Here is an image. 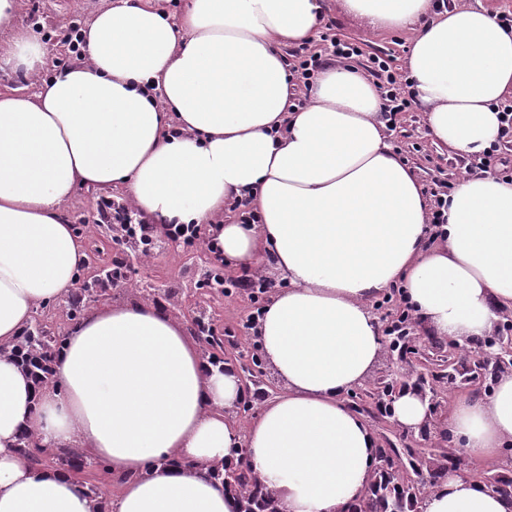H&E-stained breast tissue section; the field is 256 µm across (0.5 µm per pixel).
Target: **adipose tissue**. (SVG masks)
Instances as JSON below:
<instances>
[{
	"instance_id": "obj_1",
	"label": "adipose tissue",
	"mask_w": 512,
	"mask_h": 512,
	"mask_svg": "<svg viewBox=\"0 0 512 512\" xmlns=\"http://www.w3.org/2000/svg\"><path fill=\"white\" fill-rule=\"evenodd\" d=\"M370 29L406 31L410 91L436 145L478 157L512 97V30L481 6L436 0H107L81 28L87 63L49 66L17 0H0V68L31 78L0 91V343L74 286L84 239L62 209L82 187H121L157 226H207L226 266L273 269L286 289L257 325L285 390L245 431L224 411L244 389L201 357L182 320L147 300L89 309L35 386L0 357V512H92L64 471L32 467L21 431L78 449L131 479L110 512H240L206 463L247 455L280 512H344L376 477L379 442L344 395L365 382L383 336L371 306L401 286L430 335H493L512 311V181L465 177L446 224L388 140L374 82L322 70L293 106L282 48L312 39L330 7ZM246 196L256 224L225 220ZM469 457L512 443V372L446 420ZM176 465L150 471L157 459ZM426 512H512V499L457 474Z\"/></svg>"
}]
</instances>
